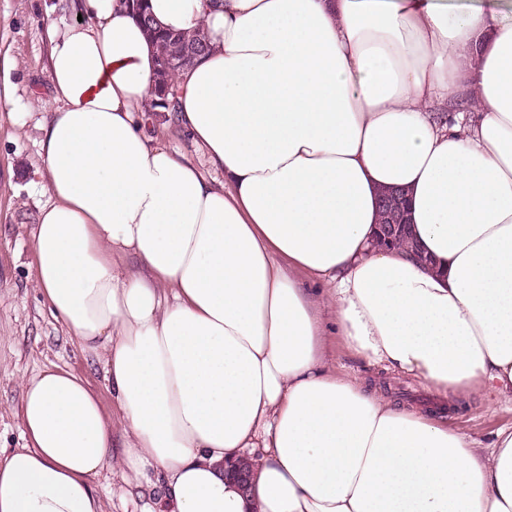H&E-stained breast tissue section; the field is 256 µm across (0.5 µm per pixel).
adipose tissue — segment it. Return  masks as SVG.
<instances>
[{
  "instance_id": "1",
  "label": "adipose tissue",
  "mask_w": 512,
  "mask_h": 512,
  "mask_svg": "<svg viewBox=\"0 0 512 512\" xmlns=\"http://www.w3.org/2000/svg\"><path fill=\"white\" fill-rule=\"evenodd\" d=\"M70 8L34 283L116 411L67 368L23 379L0 512H104L114 468L141 512H512V426L481 447L326 355L512 403V0H150L207 36L175 101L220 185L151 134L126 0ZM386 188L432 267L373 248Z\"/></svg>"
}]
</instances>
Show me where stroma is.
<instances>
[{
	"mask_svg": "<svg viewBox=\"0 0 512 512\" xmlns=\"http://www.w3.org/2000/svg\"><path fill=\"white\" fill-rule=\"evenodd\" d=\"M69 0H0V66L14 62L11 86L0 87V448L23 445L17 412L22 378L50 364L85 376L104 407L112 396L100 364L81 354L34 286L33 229L50 200L38 142L43 109L52 103L48 80L49 28L75 21ZM330 349L340 371L392 405L444 418L483 444L512 425V406L490 411L484 395L440 399L426 384L347 351Z\"/></svg>",
	"mask_w": 512,
	"mask_h": 512,
	"instance_id": "35a3bbf8",
	"label": "stroma"
}]
</instances>
